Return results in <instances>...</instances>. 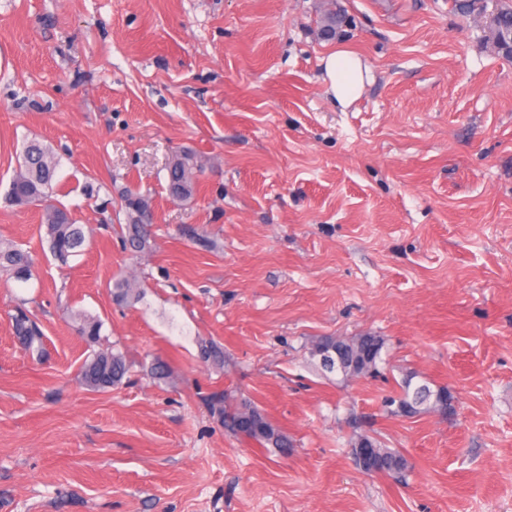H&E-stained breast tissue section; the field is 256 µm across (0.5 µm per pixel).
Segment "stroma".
I'll use <instances>...</instances> for the list:
<instances>
[{
  "mask_svg": "<svg viewBox=\"0 0 512 512\" xmlns=\"http://www.w3.org/2000/svg\"><path fill=\"white\" fill-rule=\"evenodd\" d=\"M339 48L373 75L345 108L321 82ZM33 139L86 231L65 265L41 211L5 201ZM184 150L202 171L179 199ZM127 189L154 215L136 257ZM0 239L36 271L0 277V512H512V59L453 0H0ZM22 302L42 357L13 334ZM365 332L379 376L308 355ZM112 345L129 381L89 390L84 360ZM406 375L447 388L448 413L386 414ZM227 389L287 454L225 433ZM359 435L407 458L406 484L357 468Z\"/></svg>",
  "mask_w": 512,
  "mask_h": 512,
  "instance_id": "stroma-1",
  "label": "stroma"
}]
</instances>
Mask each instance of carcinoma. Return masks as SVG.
Returning a JSON list of instances; mask_svg holds the SVG:
<instances>
[{
  "mask_svg": "<svg viewBox=\"0 0 512 512\" xmlns=\"http://www.w3.org/2000/svg\"><path fill=\"white\" fill-rule=\"evenodd\" d=\"M458 10L464 15L492 17L503 34L512 32V0H458ZM59 160L54 152L37 140L23 146L21 161L10 181L6 199L17 206H36L43 211L46 225L48 248L59 261L66 263L72 257L84 252L86 234L84 226L75 223L70 211L53 198V182ZM198 170L193 154H181L169 170V183L181 186L180 196L187 198L193 192V180ZM126 216L123 247L134 255L148 251L152 243L153 214L149 199L128 190L122 195ZM33 260L28 251L19 245L0 240V276H5L21 285L31 281ZM138 287L127 279H120L114 285L113 298L121 303L138 300ZM13 329L20 344L31 354L42 355V334L28 310L19 305L12 316ZM102 323L96 319L81 317L77 330L92 339L101 335ZM384 339L372 333H364L342 340L336 347L333 337L319 340L311 349V356L318 359L322 370L332 373L340 368H349L348 362L355 356L366 359L363 374L375 377L384 368ZM129 373V365L119 351L102 350L87 358L81 368L82 383L92 390H106L117 387ZM413 376L408 375L399 383L400 392L385 398L388 413L394 416L412 417L422 410L445 413L451 394L445 388L431 389L428 385L412 384ZM212 409L218 412L224 423V431L255 441L266 448H276L284 453L290 448L288 438L274 427L259 409L239 403L226 393L214 400ZM351 455L364 457L368 462L366 473L386 474L398 482L405 480L410 469L408 460L399 451L384 448L369 435L360 436L352 443Z\"/></svg>",
  "mask_w": 512,
  "mask_h": 512,
  "instance_id": "cac0c4a2",
  "label": "carcinoma"
}]
</instances>
